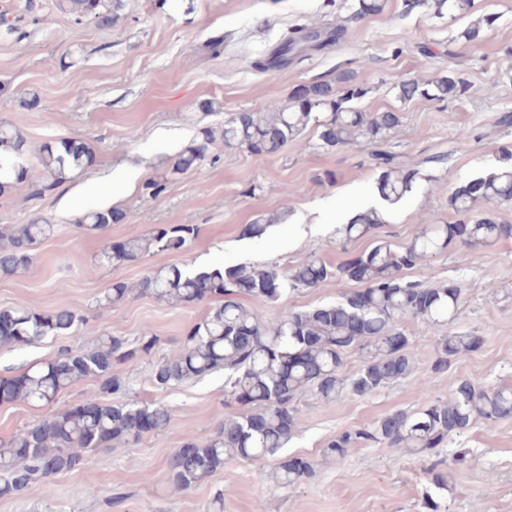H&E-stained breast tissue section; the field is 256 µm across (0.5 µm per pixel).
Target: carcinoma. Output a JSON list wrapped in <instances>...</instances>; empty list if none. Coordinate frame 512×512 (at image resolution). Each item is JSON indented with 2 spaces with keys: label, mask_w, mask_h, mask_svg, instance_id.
<instances>
[{
  "label": "carcinoma",
  "mask_w": 512,
  "mask_h": 512,
  "mask_svg": "<svg viewBox=\"0 0 512 512\" xmlns=\"http://www.w3.org/2000/svg\"><path fill=\"white\" fill-rule=\"evenodd\" d=\"M51 6L78 25L91 21L109 27L125 3L53 0ZM382 9V0H358L349 20L376 15ZM345 30L344 25L319 34L296 29L281 41L267 66L288 64L312 41L322 47L333 46ZM397 87L403 100L422 97L442 104L466 92L464 81L453 71L426 82L402 79ZM367 93L363 79L348 69L332 81L297 89L288 105L274 103L264 112H236L220 127L203 128L173 158L170 172L200 168L212 158V147L219 140L226 148H244L257 156L276 154L314 122L321 128L320 139L330 147L361 140L374 146L370 157L379 169V197L385 207L396 206L413 191L420 172L402 166L382 148L387 134L400 126L401 115L358 110L357 103ZM25 153L20 132L0 123V192L17 182L15 166ZM93 159L94 149L86 141L61 140L42 147L37 163L28 168L33 195L67 182ZM167 183L165 175L152 178L143 184V193L156 199L166 191ZM511 204L512 148L504 146L493 171L471 179L466 188L449 195L454 221L442 224L433 217L401 246L377 238L371 248L336 267L308 257L287 273L274 265L251 263L200 272L173 264L151 269L140 283L141 293L174 305H208L206 317L189 327L178 344L153 363V384L164 389L222 369L227 397L242 405L206 440H191L173 454L167 473L172 487L190 489L223 468L228 459L258 461L275 455L290 441L301 416L302 398L308 393L324 400L346 390L364 396L409 376L415 355L409 337L399 327L403 318H413L438 333L431 366L435 373L448 371L459 355L478 349L482 337L452 330L462 305L461 288L412 279L407 271L429 265L431 258L453 242L492 246L512 239V224H501L496 216L498 207ZM284 218L279 213L263 216L245 232L251 238H261ZM118 219L114 210L99 209L86 212L79 223L103 230ZM383 223L385 211L365 209L343 226L344 237L352 241L373 236ZM49 230L50 225L36 218L1 233L0 273L27 269L32 245ZM199 232L196 224L157 226L116 249L104 243L98 263L122 265L159 252H182ZM333 278L356 282L360 289L334 304L287 310L273 322L262 321L250 306L252 301L279 303L291 293L318 288ZM129 293L126 284L117 282L99 303L118 304ZM0 321L7 326L0 332V344H32L47 336L65 335L86 323L84 316L70 309L35 311L23 304L0 312ZM158 350L160 337L153 334L140 336L133 343L119 336H101L94 349L63 347L42 365L1 379L0 402L21 400L40 405L56 403L65 389L85 378L93 377L99 385L78 405L55 411L0 443V498L14 497L40 478L77 470L86 454L114 441L136 443L147 429L156 435L164 432L171 421L169 410L160 403L130 402V381L112 373L113 366ZM353 351L363 354V365L346 377V356ZM109 395L110 403L105 401ZM511 417L512 388H489L460 379L446 400L426 396L413 412L399 411L369 426L336 434L326 443L323 455L341 458L357 444L404 448L432 460L427 474L436 488L444 489L448 471L434 454L448 437L469 429L479 418L492 423ZM313 474L314 466L305 458L291 457L276 466L277 479L285 486Z\"/></svg>",
  "instance_id": "obj_1"
}]
</instances>
